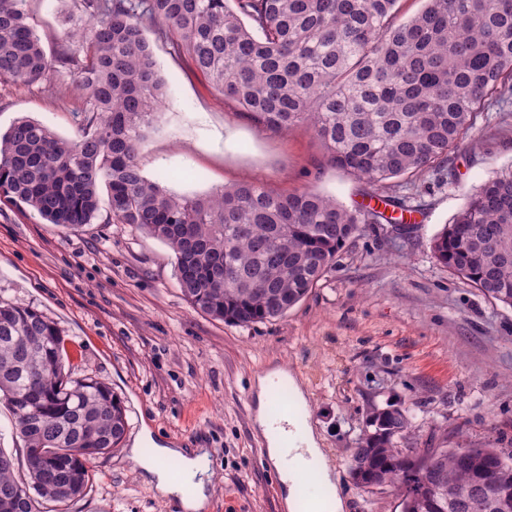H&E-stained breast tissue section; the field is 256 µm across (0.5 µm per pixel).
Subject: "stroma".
<instances>
[{
	"label": "stroma",
	"mask_w": 512,
	"mask_h": 512,
	"mask_svg": "<svg viewBox=\"0 0 512 512\" xmlns=\"http://www.w3.org/2000/svg\"><path fill=\"white\" fill-rule=\"evenodd\" d=\"M73 0H26L50 55L63 41L57 17ZM168 82L158 131L143 143L144 175L185 195L259 181L277 192L313 189L353 208L366 186L326 164L303 129L253 125L213 90L172 42L146 27ZM87 95L59 68L50 82L0 84V132L27 116L72 138ZM512 167V104L489 105L443 168L390 190L417 223L365 225L309 295L280 318L247 327L211 319L188 303L171 251L111 221L64 230L0 201V300L29 304L58 323L76 375L121 397L120 448L92 464L89 493L68 512H180L128 455L153 444L203 448L215 487L209 512H286L276 470L256 432L253 382L282 366L285 396L302 392L343 512H400L391 486L357 485L348 472L372 408L408 411L412 448L488 446L512 456V308L485 297L434 259L430 242L496 172Z\"/></svg>",
	"instance_id": "35a3bbf8"
}]
</instances>
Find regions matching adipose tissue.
Returning <instances> with one entry per match:
<instances>
[{"mask_svg": "<svg viewBox=\"0 0 512 512\" xmlns=\"http://www.w3.org/2000/svg\"><path fill=\"white\" fill-rule=\"evenodd\" d=\"M285 376V371L277 368L258 377L257 425L268 444V458L285 493V505L290 508L298 497L301 480L314 476L320 483L328 484L332 481V472L309 423L308 411L296 412L287 428L273 425L274 414L266 403L273 387ZM131 453L150 483L163 494L178 499L185 512H207L210 497L202 483L193 479L199 455L166 445L155 446L149 458L142 456L136 447Z\"/></svg>", "mask_w": 512, "mask_h": 512, "instance_id": "obj_1", "label": "adipose tissue"}]
</instances>
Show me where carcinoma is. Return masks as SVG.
<instances>
[{
	"mask_svg": "<svg viewBox=\"0 0 512 512\" xmlns=\"http://www.w3.org/2000/svg\"><path fill=\"white\" fill-rule=\"evenodd\" d=\"M26 0H0V83L52 78ZM61 16L65 61L88 100L78 133L58 136L27 117L0 134V199L74 230L117 219L166 244L194 308L236 326L282 317L335 264L362 225L405 224L368 205L350 209L312 189L283 194L259 182L203 196L175 195L146 178L139 149L156 129L166 81L149 22L215 90L264 130L303 128L326 162L365 182L444 164L492 102L512 100V0H425L402 18L398 0H77ZM436 261L512 307V170L488 179L431 240ZM34 468L0 448V512H56L84 497L90 464L119 447L125 406L98 378L76 376L63 331L36 308L0 300V402ZM395 405L375 408L350 456L358 485L392 484L401 512H512V465L496 448L398 447L408 428Z\"/></svg>",
	"mask_w": 512,
	"mask_h": 512,
	"instance_id": "1",
	"label": "carcinoma"
}]
</instances>
